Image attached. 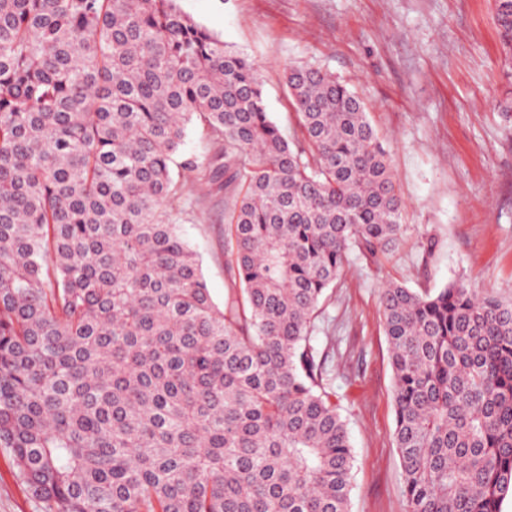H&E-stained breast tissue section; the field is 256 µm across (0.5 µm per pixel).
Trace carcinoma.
I'll return each mask as SVG.
<instances>
[{
  "instance_id": "1",
  "label": "carcinoma",
  "mask_w": 512,
  "mask_h": 512,
  "mask_svg": "<svg viewBox=\"0 0 512 512\" xmlns=\"http://www.w3.org/2000/svg\"><path fill=\"white\" fill-rule=\"evenodd\" d=\"M512 49V0H494ZM257 67L177 0H0V447L41 512H350L313 344L325 291L400 233L388 154L328 72ZM215 145L182 156L189 127ZM224 190L213 303L172 212ZM407 512L512 495V300L381 291Z\"/></svg>"
}]
</instances>
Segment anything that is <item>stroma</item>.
Masks as SVG:
<instances>
[{
    "mask_svg": "<svg viewBox=\"0 0 512 512\" xmlns=\"http://www.w3.org/2000/svg\"><path fill=\"white\" fill-rule=\"evenodd\" d=\"M180 10L259 69L269 116L300 134L285 71L306 63L363 102L402 201L401 234L379 262L351 256L324 296L314 344L326 357L353 446L351 512H405L394 441V380L380 293H434L462 281L512 299V60L493 0H178ZM210 295L232 286L224 195L175 212ZM0 512H41L0 447Z\"/></svg>",
    "mask_w": 512,
    "mask_h": 512,
    "instance_id": "stroma-1",
    "label": "stroma"
}]
</instances>
